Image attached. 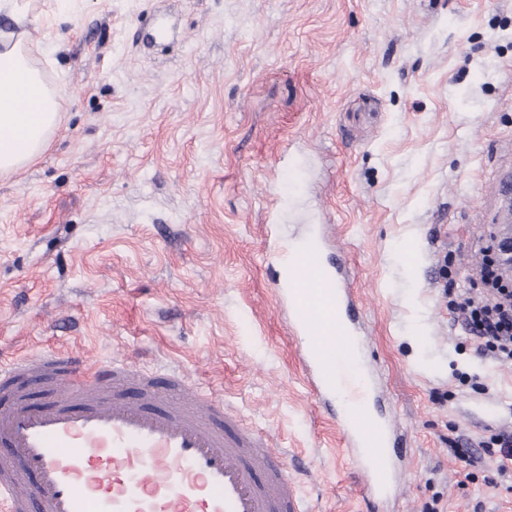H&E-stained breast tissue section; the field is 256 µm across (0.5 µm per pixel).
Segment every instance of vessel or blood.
<instances>
[{
    "label": "vessel or blood",
    "mask_w": 512,
    "mask_h": 512,
    "mask_svg": "<svg viewBox=\"0 0 512 512\" xmlns=\"http://www.w3.org/2000/svg\"><path fill=\"white\" fill-rule=\"evenodd\" d=\"M309 236L282 252L278 299L297 363L318 408L340 431L367 512L404 495L405 435L379 412L351 272ZM54 379L50 406L27 402V382ZM154 372L127 359L42 351L0 365V512H301L288 454L274 437L236 425L216 393L183 368ZM139 392L124 398L126 388Z\"/></svg>",
    "instance_id": "1"
}]
</instances>
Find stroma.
Here are the masks:
<instances>
[{
    "label": "stroma",
    "mask_w": 512,
    "mask_h": 512,
    "mask_svg": "<svg viewBox=\"0 0 512 512\" xmlns=\"http://www.w3.org/2000/svg\"><path fill=\"white\" fill-rule=\"evenodd\" d=\"M59 94L0 176V363L179 365L292 453L306 512H366L275 298L278 241L330 225L406 436L401 512H512V365L449 300L479 288L512 176V0H18ZM277 242L265 239L267 225ZM491 444L496 448H490V443L481 442V447L484 453L496 455L499 459L497 467V474L499 478L506 479L510 477L512 479V469L506 464V461H512V435L511 433L502 432L500 434H494L490 438Z\"/></svg>",
    "instance_id": "35a3bbf8"
}]
</instances>
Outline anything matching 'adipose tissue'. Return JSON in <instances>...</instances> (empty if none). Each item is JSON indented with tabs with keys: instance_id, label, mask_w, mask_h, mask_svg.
Here are the masks:
<instances>
[{
	"instance_id": "ef3b65f1",
	"label": "adipose tissue",
	"mask_w": 512,
	"mask_h": 512,
	"mask_svg": "<svg viewBox=\"0 0 512 512\" xmlns=\"http://www.w3.org/2000/svg\"><path fill=\"white\" fill-rule=\"evenodd\" d=\"M23 97L38 103V111H19ZM58 111L57 93L29 62L26 37L0 36V175L17 171L43 151Z\"/></svg>"
}]
</instances>
